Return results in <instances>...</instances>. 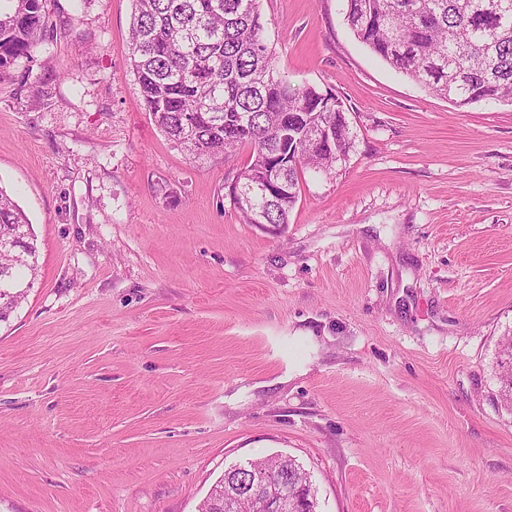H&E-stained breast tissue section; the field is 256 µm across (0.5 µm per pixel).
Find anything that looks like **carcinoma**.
Listing matches in <instances>:
<instances>
[{
	"mask_svg": "<svg viewBox=\"0 0 512 512\" xmlns=\"http://www.w3.org/2000/svg\"><path fill=\"white\" fill-rule=\"evenodd\" d=\"M129 67L145 111L192 156L250 148L231 196L249 224H286L305 170L328 173L352 148L344 110L313 86L294 88L274 65L260 0H132ZM355 38L396 71L459 108L512 103V0H346ZM45 0H0V71L32 57ZM276 173L286 190L262 198L251 186ZM0 321L25 299L38 268L24 211L0 185ZM500 398L512 406V361ZM288 475L292 500L310 477L295 460L260 459ZM238 493L232 469L216 483Z\"/></svg>",
	"mask_w": 512,
	"mask_h": 512,
	"instance_id": "1",
	"label": "carcinoma"
}]
</instances>
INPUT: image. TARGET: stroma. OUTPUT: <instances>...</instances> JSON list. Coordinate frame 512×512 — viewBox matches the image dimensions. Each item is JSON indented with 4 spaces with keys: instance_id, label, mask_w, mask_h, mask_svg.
<instances>
[{
    "instance_id": "obj_1",
    "label": "stroma",
    "mask_w": 512,
    "mask_h": 512,
    "mask_svg": "<svg viewBox=\"0 0 512 512\" xmlns=\"http://www.w3.org/2000/svg\"><path fill=\"white\" fill-rule=\"evenodd\" d=\"M132 0H46L0 74V185L39 273L0 323V512H198L225 469L310 473L317 512H512V104L455 107L345 0H261L280 75L352 148L285 224L145 111ZM501 350L507 359L506 365L502 366L500 398L508 406H512V336H505L501 340ZM256 463L261 467L280 470L288 475V492L284 490L281 492L284 493V497L288 498L289 500H293L296 497V490L302 484L308 483L310 488L313 490L308 473H306L298 464H296L295 460L293 459L271 457L256 460Z\"/></svg>"
}]
</instances>
